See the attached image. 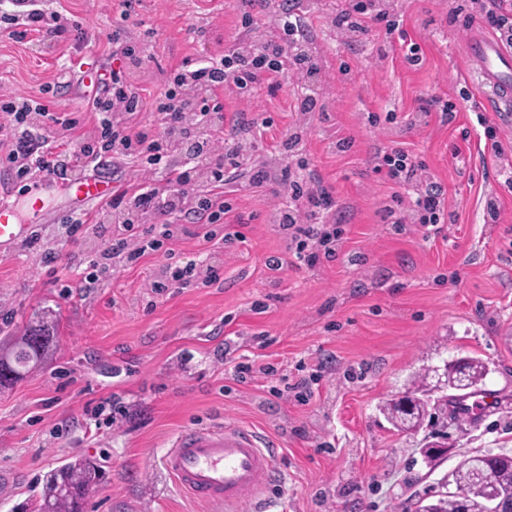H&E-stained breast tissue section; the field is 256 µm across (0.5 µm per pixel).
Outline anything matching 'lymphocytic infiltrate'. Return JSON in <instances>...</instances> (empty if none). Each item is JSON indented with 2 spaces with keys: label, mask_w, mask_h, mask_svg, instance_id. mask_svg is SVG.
<instances>
[{
  "label": "lymphocytic infiltrate",
  "mask_w": 512,
  "mask_h": 512,
  "mask_svg": "<svg viewBox=\"0 0 512 512\" xmlns=\"http://www.w3.org/2000/svg\"><path fill=\"white\" fill-rule=\"evenodd\" d=\"M7 2L8 10H0V33L18 41L31 32L45 39L64 34L63 26L49 24L44 0ZM472 2L477 12H468L458 2L452 16L479 21L512 47V0ZM333 23L349 36L373 25L389 33L396 29L395 20L378 10L375 0H349ZM112 44L126 66L100 77L90 100L96 120L87 133H79L80 120L73 114L54 112L48 104L13 91H0V166L11 170L16 182L35 177L69 181L77 170L101 166L107 159L134 163L143 174L137 193L113 192L107 208L95 218L96 223L111 225L112 236L103 249L91 254L90 270L81 279L87 288L96 287L111 266L137 264L184 235L199 233L205 240L219 238L226 244L241 240L240 232L220 235L215 230L227 223L232 210L224 200V186L237 180L244 161L236 138L223 132L224 107L218 94L227 87L240 94L268 77L314 71L309 58L292 45L270 42L255 49L242 44L220 58L197 60L194 69H175L171 84L154 101L156 122L141 128L135 119L144 101L129 73L142 68L147 55L117 32ZM377 160L388 181L413 191L407 208H386L384 222L423 227L446 223L445 192L422 162L401 148L379 152ZM249 185L268 186L274 195L288 197V204L277 208L275 221L298 262L312 267L320 257L335 255L336 195L315 171L287 166L274 175L257 168ZM146 215L154 222L144 230L140 222ZM196 279L214 283L219 275L211 266L168 264L147 286L160 295Z\"/></svg>",
  "instance_id": "1"
}]
</instances>
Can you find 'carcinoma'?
<instances>
[{
	"instance_id": "carcinoma-1",
	"label": "carcinoma",
	"mask_w": 512,
	"mask_h": 512,
	"mask_svg": "<svg viewBox=\"0 0 512 512\" xmlns=\"http://www.w3.org/2000/svg\"><path fill=\"white\" fill-rule=\"evenodd\" d=\"M57 342L55 320L45 313L26 326L8 342H0V388L10 386L35 372ZM486 367L476 357H466L448 365L447 388H476ZM435 405L428 399L401 397L384 406L388 421L398 431H416L431 417ZM493 481L497 490H512V457L492 461ZM102 475L90 461L75 458L50 470L43 478V490L37 512H86L89 495L101 483Z\"/></svg>"
}]
</instances>
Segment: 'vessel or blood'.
I'll return each instance as SVG.
<instances>
[{"label": "vessel or blood", "instance_id": "1", "mask_svg": "<svg viewBox=\"0 0 512 512\" xmlns=\"http://www.w3.org/2000/svg\"><path fill=\"white\" fill-rule=\"evenodd\" d=\"M470 76L488 93L492 112H512V49L470 26L466 41ZM25 207L0 203V248L26 239L32 225L25 212L45 201L42 190L25 195ZM272 439L236 422L191 427L181 431L162 458L175 484L193 499L219 504L225 512H258L275 482Z\"/></svg>", "mask_w": 512, "mask_h": 512}]
</instances>
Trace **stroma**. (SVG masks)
<instances>
[{
	"mask_svg": "<svg viewBox=\"0 0 512 512\" xmlns=\"http://www.w3.org/2000/svg\"><path fill=\"white\" fill-rule=\"evenodd\" d=\"M68 31L53 43L0 35V83L25 97L50 100L55 112L93 114L81 58L120 68L111 36L142 46L145 71L133 73L148 103L171 69L224 54L239 38L256 44L284 37L283 17L300 14L320 73L255 86L250 101L220 95L225 129L240 114L259 116L249 131V165L262 163L288 134H301L304 157L336 192L342 234L335 260L294 263L271 221L272 194L232 182L224 199L242 218L243 240L225 245L184 236L171 258L157 253L115 269L97 288H80L94 244L111 229L70 239L64 221L97 215L96 200L77 206L52 191L33 222V248L0 252V338L22 331L44 311L57 317V347L44 368L0 389V512H23L41 478L74 456L95 462L104 484L88 512H222L179 489L161 460L185 427L234 420L276 437L282 480L271 512H414L443 477L475 449L512 450V120L490 112L466 78L462 21L453 0H387L399 30L377 27L357 39L339 33L338 0H48ZM253 22L242 27L243 13ZM422 61H403L410 44ZM315 111H298L301 90ZM454 104L452 123L419 119L426 99ZM397 115L385 122L386 113ZM495 126L502 154L486 148ZM351 143L348 150L339 140ZM398 147L424 162L446 192L448 220L434 233L417 224H386L382 209L395 187L375 169L378 151ZM495 198L500 219L489 223ZM56 252L55 262L44 259ZM282 258L281 268L267 264ZM212 265L220 279L191 281L161 295L146 280L164 261ZM476 356L489 373L491 399L477 421L445 419L416 432L394 431L380 408L410 389L412 377L459 357ZM250 365L249 373L236 371ZM276 374L263 373L265 365ZM444 433L453 452L435 467L420 454Z\"/></svg>",
	"mask_w": 512,
	"mask_h": 512,
	"instance_id": "obj_1",
	"label": "stroma"
}]
</instances>
